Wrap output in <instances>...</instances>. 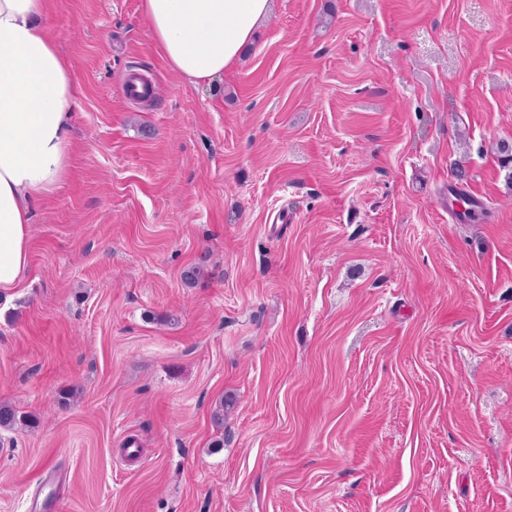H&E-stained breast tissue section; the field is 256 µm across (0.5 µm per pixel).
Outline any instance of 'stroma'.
Returning a JSON list of instances; mask_svg holds the SVG:
<instances>
[{
	"label": "stroma",
	"instance_id": "35a3bbf8",
	"mask_svg": "<svg viewBox=\"0 0 512 512\" xmlns=\"http://www.w3.org/2000/svg\"><path fill=\"white\" fill-rule=\"evenodd\" d=\"M46 25L72 157L0 297V512H512V0H273L198 83L140 0Z\"/></svg>",
	"mask_w": 512,
	"mask_h": 512
}]
</instances>
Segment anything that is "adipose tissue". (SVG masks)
<instances>
[{"label":"adipose tissue","mask_w":512,"mask_h":512,"mask_svg":"<svg viewBox=\"0 0 512 512\" xmlns=\"http://www.w3.org/2000/svg\"><path fill=\"white\" fill-rule=\"evenodd\" d=\"M169 67L213 80L240 59L270 0H142ZM47 0H0V295L25 284L31 217L70 168L71 69L45 24Z\"/></svg>","instance_id":"1"}]
</instances>
